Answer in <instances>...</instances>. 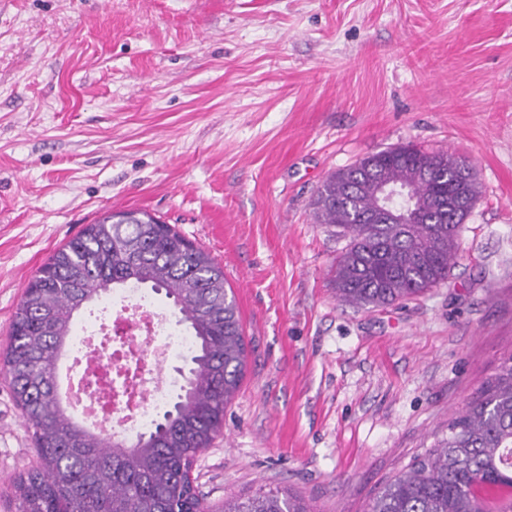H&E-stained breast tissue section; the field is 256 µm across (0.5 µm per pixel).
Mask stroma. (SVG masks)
Segmentation results:
<instances>
[{
    "instance_id": "obj_1",
    "label": "stroma",
    "mask_w": 512,
    "mask_h": 512,
    "mask_svg": "<svg viewBox=\"0 0 512 512\" xmlns=\"http://www.w3.org/2000/svg\"><path fill=\"white\" fill-rule=\"evenodd\" d=\"M407 144L480 193L446 282L356 309L311 203ZM124 209L215 258L241 313L205 501L365 512L512 356V0H0V351L50 256ZM36 463L0 366V512ZM221 512H313L309 504L290 490L269 491L247 498L224 499Z\"/></svg>"
}]
</instances>
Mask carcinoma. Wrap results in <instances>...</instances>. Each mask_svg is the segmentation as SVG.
<instances>
[{"label":"carcinoma","mask_w":512,"mask_h":512,"mask_svg":"<svg viewBox=\"0 0 512 512\" xmlns=\"http://www.w3.org/2000/svg\"><path fill=\"white\" fill-rule=\"evenodd\" d=\"M336 172L313 200L316 223L348 239L333 280L339 300L382 307L448 280L467 218L440 199L477 198L456 154L400 145ZM410 188L421 205L408 224L379 217L374 185ZM133 284L165 292L192 338L190 385L133 443L105 437L74 419L58 394V362L74 315L102 295ZM17 406L32 432L38 465L16 484L18 512H206L190 464L224 425L239 391L246 346L224 269L169 224L123 210L87 225L27 285L0 353ZM222 512H313L289 490L224 499ZM366 512H512V356L504 359L448 434L389 480Z\"/></svg>","instance_id":"obj_1"}]
</instances>
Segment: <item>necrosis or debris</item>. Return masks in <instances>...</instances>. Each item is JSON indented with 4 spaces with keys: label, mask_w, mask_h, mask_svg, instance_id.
Masks as SVG:
<instances>
[{
    "label": "necrosis or debris",
    "mask_w": 512,
    "mask_h": 512,
    "mask_svg": "<svg viewBox=\"0 0 512 512\" xmlns=\"http://www.w3.org/2000/svg\"><path fill=\"white\" fill-rule=\"evenodd\" d=\"M114 301L118 309L106 323L72 338L81 371L69 393L85 419L132 441L167 402L158 366L186 351L191 339L172 329L142 291L125 290Z\"/></svg>",
    "instance_id": "necrosis-or-debris-1"
}]
</instances>
